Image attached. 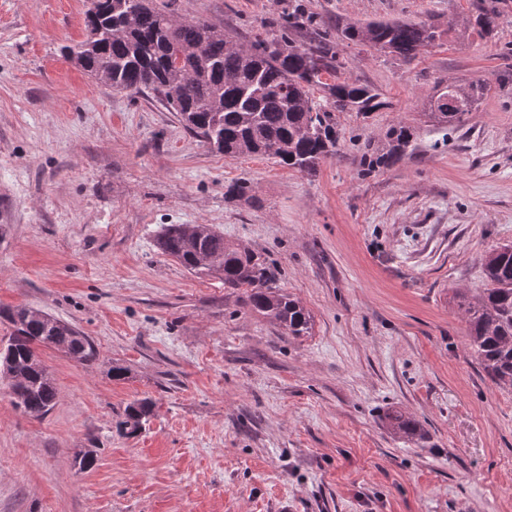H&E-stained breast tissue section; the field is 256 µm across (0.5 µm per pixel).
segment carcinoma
<instances>
[{"mask_svg":"<svg viewBox=\"0 0 512 512\" xmlns=\"http://www.w3.org/2000/svg\"><path fill=\"white\" fill-rule=\"evenodd\" d=\"M499 23L491 0H477L474 26L489 34ZM99 37L63 47V55L86 71H99L112 89L131 96L151 93L176 113L185 129L218 152L232 157L271 156L301 173L317 171L336 146L332 112H376L385 107L377 90L336 79L341 68L337 46L320 39L309 46L269 33L251 45L238 44L224 28L185 20L153 6L152 0H112L98 19ZM343 41L365 45L406 62L433 46L449 29L435 23L375 20L336 25ZM334 79L329 84L323 76ZM328 89L331 105L315 100L310 90ZM481 82H452L433 106L448 123H461L487 93ZM186 224H167L156 246L199 276H218L224 287L245 289L252 310L289 336H308L313 317L275 285L271 272L252 251L208 231L187 232ZM489 284L476 301L458 291L467 324V344L499 387L512 389V245L484 257ZM0 318L12 333L0 347V370L12 380L15 405L33 418L53 408L56 389L38 349L51 346L74 351L92 361L97 352L88 337L55 318L38 319L25 306L3 308ZM148 398L126 406L119 426L133 435L154 413ZM394 433L422 437L418 422L401 412L389 415Z\"/></svg>","mask_w":512,"mask_h":512,"instance_id":"1","label":"carcinoma"}]
</instances>
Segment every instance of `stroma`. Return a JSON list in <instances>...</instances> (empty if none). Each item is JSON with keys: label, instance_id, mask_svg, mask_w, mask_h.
<instances>
[{"label": "stroma", "instance_id": "1", "mask_svg": "<svg viewBox=\"0 0 512 512\" xmlns=\"http://www.w3.org/2000/svg\"><path fill=\"white\" fill-rule=\"evenodd\" d=\"M472 2L153 0L243 43L284 25L305 44L314 24L330 40L340 22L466 26ZM495 5L494 32L410 62L340 44L343 75L386 105L335 113L336 148L307 174L215 152L155 98L67 60L87 0H0V307L97 350L40 348L57 392L40 420L0 374V512H512V390L475 359L453 301L482 295L484 256L512 244V0ZM448 80L489 88L459 125L430 105ZM237 181L245 194L228 195ZM166 224L260 255L310 335L162 255ZM141 398L154 415L126 436ZM393 410L423 437L395 434ZM155 405L149 398L136 400L126 406L124 410L125 420L119 426L126 430L127 434L133 435L142 429L154 413Z\"/></svg>", "mask_w": 512, "mask_h": 512}]
</instances>
